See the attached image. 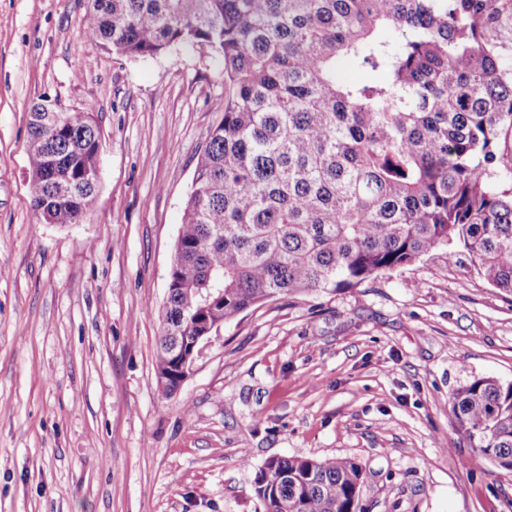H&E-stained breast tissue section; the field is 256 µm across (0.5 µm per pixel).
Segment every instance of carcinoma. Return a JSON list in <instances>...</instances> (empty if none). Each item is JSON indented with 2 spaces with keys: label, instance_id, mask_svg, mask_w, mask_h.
<instances>
[{
  "label": "carcinoma",
  "instance_id": "cac0c4a2",
  "mask_svg": "<svg viewBox=\"0 0 512 512\" xmlns=\"http://www.w3.org/2000/svg\"><path fill=\"white\" fill-rule=\"evenodd\" d=\"M87 34L133 58L197 46L221 60L224 109L196 165L171 265L156 373L250 307L350 289L460 247L512 293V0H89ZM349 60L372 75L345 81ZM28 122L32 207L77 224L97 201L91 112ZM479 461L512 471V383L456 389ZM349 458L276 457L262 512H362Z\"/></svg>",
  "mask_w": 512,
  "mask_h": 512
}]
</instances>
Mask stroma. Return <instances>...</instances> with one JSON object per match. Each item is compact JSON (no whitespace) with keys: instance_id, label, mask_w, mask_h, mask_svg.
I'll return each instance as SVG.
<instances>
[{"instance_id":"obj_1","label":"stroma","mask_w":512,"mask_h":512,"mask_svg":"<svg viewBox=\"0 0 512 512\" xmlns=\"http://www.w3.org/2000/svg\"><path fill=\"white\" fill-rule=\"evenodd\" d=\"M87 0H0V512H260L279 456L350 458L364 512H512L449 398L512 382V294L436 249L333 294L226 321L189 377L155 371L193 173L223 116L221 63L105 49ZM98 117L95 208L38 222L32 105Z\"/></svg>"}]
</instances>
